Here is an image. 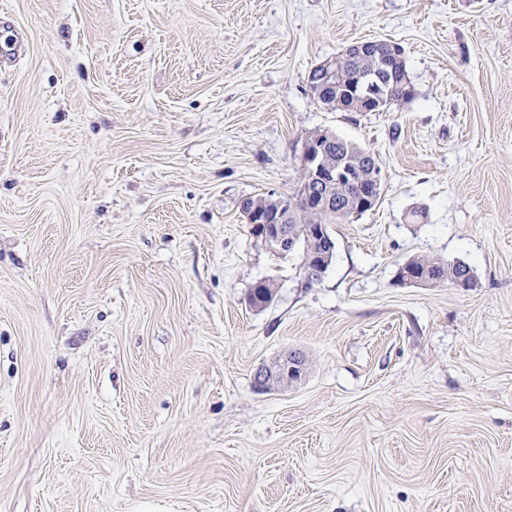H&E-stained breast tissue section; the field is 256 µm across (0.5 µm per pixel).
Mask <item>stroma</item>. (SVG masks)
<instances>
[{
  "instance_id": "stroma-1",
  "label": "stroma",
  "mask_w": 512,
  "mask_h": 512,
  "mask_svg": "<svg viewBox=\"0 0 512 512\" xmlns=\"http://www.w3.org/2000/svg\"><path fill=\"white\" fill-rule=\"evenodd\" d=\"M0 512H512V0H0ZM385 112L313 99L362 41ZM370 149L332 262L252 235L310 133ZM416 256L470 287L411 285ZM276 283L266 307L248 296ZM300 353L298 383L259 367ZM373 41L364 42L362 50L342 56L337 61L331 56L317 65L323 81L336 73V78L327 82L330 86L325 88L320 97H313L323 106L341 112H362L358 106L360 98L353 95L352 88L359 85L357 76L360 73H382L386 83L387 101L379 112L387 111L394 103L391 100L400 99L403 89L400 83L402 73H406L405 60L398 61L392 57L380 56L372 49ZM410 263L405 267L401 268L400 278L402 281L407 279L405 273H408L410 276L418 277L420 276L425 268L431 267V270L434 274L438 276H447L453 277L455 275V281L451 282L454 285H457L462 288H467L472 283V272L469 271L468 267L460 266V272L457 274L458 267H454L452 264L445 263L440 259H429L423 256H416L409 259Z\"/></svg>"
}]
</instances>
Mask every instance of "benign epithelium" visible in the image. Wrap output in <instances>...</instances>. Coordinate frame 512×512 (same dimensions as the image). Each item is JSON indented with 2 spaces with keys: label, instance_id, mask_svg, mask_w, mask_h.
I'll return each mask as SVG.
<instances>
[{
  "label": "benign epithelium",
  "instance_id": "obj_1",
  "mask_svg": "<svg viewBox=\"0 0 512 512\" xmlns=\"http://www.w3.org/2000/svg\"><path fill=\"white\" fill-rule=\"evenodd\" d=\"M336 141L335 133L328 130L313 132L304 142L301 152V171L306 188L297 198L282 200L275 210L260 209L243 203L246 208L247 223L253 234L260 238L274 252L288 254L298 248V235L313 243H327L325 253L313 254L304 261L303 274L310 282L322 277L324 261L332 250L331 240L324 224H304L300 230L288 224L291 212L288 207L302 206L304 209L318 210L331 208L330 187L352 178V170L346 161H334L330 157ZM360 178L367 183L368 190L360 193L354 202L356 210H368L379 201V185L382 170L374 156L365 153L355 162ZM306 368L300 358L288 359L282 356L271 367H263L255 374L256 384L267 388L274 382L297 383L305 377Z\"/></svg>",
  "mask_w": 512,
  "mask_h": 512
}]
</instances>
